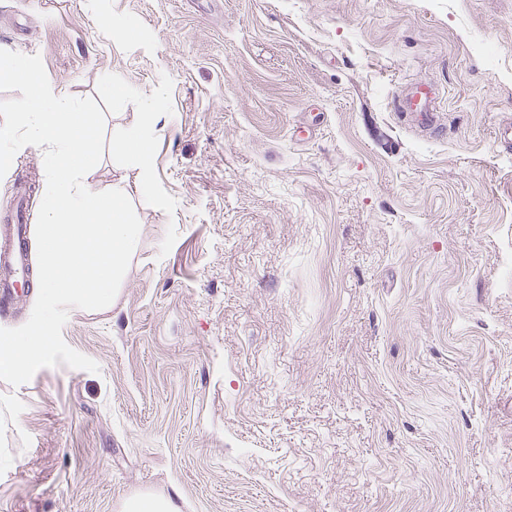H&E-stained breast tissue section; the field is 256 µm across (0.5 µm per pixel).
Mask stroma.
<instances>
[{
    "mask_svg": "<svg viewBox=\"0 0 512 512\" xmlns=\"http://www.w3.org/2000/svg\"><path fill=\"white\" fill-rule=\"evenodd\" d=\"M0 50L168 75L177 201L68 314L98 372L0 380V512H512V0H0ZM435 96L436 93L430 86L420 85L416 87L412 98L409 100L411 112H415L419 116V121L424 126H430L436 122L435 108L433 106ZM125 510L128 512H174L170 501L153 495H144L130 500Z\"/></svg>",
    "mask_w": 512,
    "mask_h": 512,
    "instance_id": "stroma-1",
    "label": "stroma"
}]
</instances>
